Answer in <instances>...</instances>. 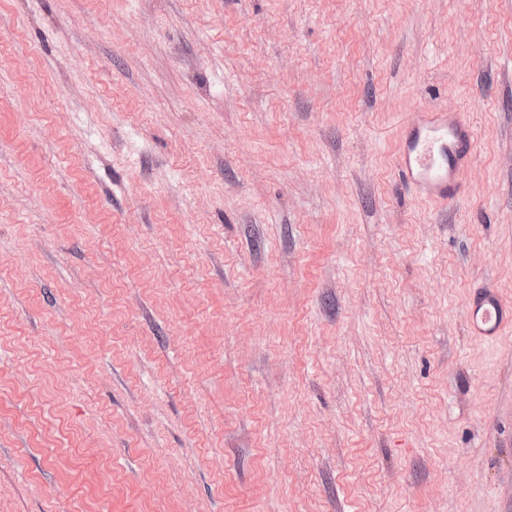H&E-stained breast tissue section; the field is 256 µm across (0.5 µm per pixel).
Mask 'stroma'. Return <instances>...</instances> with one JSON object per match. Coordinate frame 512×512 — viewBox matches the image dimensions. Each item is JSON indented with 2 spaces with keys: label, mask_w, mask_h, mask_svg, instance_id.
<instances>
[{
  "label": "stroma",
  "mask_w": 512,
  "mask_h": 512,
  "mask_svg": "<svg viewBox=\"0 0 512 512\" xmlns=\"http://www.w3.org/2000/svg\"><path fill=\"white\" fill-rule=\"evenodd\" d=\"M466 111L442 206L404 113ZM512 0H0V512H512ZM470 331L490 344L501 342L505 330L512 327V305L494 288L476 289L465 309Z\"/></svg>",
  "instance_id": "1"
}]
</instances>
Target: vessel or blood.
I'll list each match as a JSON object with an SVG mask.
<instances>
[{
  "label": "vessel or blood",
  "instance_id": "obj_1",
  "mask_svg": "<svg viewBox=\"0 0 512 512\" xmlns=\"http://www.w3.org/2000/svg\"><path fill=\"white\" fill-rule=\"evenodd\" d=\"M476 137L462 114L418 111L402 122L397 149L399 178L420 197L438 203L457 201L460 173L472 157ZM470 331L490 344L512 327V305L492 288L476 289L465 309Z\"/></svg>",
  "mask_w": 512,
  "mask_h": 512
}]
</instances>
